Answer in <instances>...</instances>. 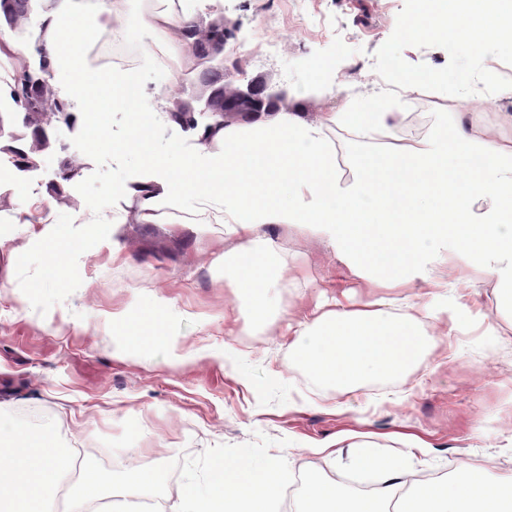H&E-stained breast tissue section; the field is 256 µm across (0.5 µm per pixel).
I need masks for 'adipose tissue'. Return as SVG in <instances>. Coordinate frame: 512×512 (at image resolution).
<instances>
[{"label":"adipose tissue","instance_id":"1","mask_svg":"<svg viewBox=\"0 0 512 512\" xmlns=\"http://www.w3.org/2000/svg\"><path fill=\"white\" fill-rule=\"evenodd\" d=\"M128 2L47 0L32 41L72 102L88 147L135 158L154 171L153 179L127 189L142 222L169 209L215 218L235 234L303 224L332 237L352 266L401 280L421 262L425 246L436 244L491 274L497 300L512 305V142L487 130L481 113H452L449 124L428 138L392 148L388 142L407 115L386 96L349 112L324 113L316 122L275 105L212 134L221 150L206 158L176 147L157 153L150 142L160 103L147 93L140 72L106 68L88 57L103 37L126 34ZM165 2L141 14L139 28L147 37L141 51L183 69L193 63L186 35L199 24L200 0ZM405 34L512 51V0H417ZM117 109L130 112L131 124L125 135L111 138L102 117ZM331 127L367 142L353 182L342 183L337 174L336 148L326 135ZM479 196L485 208H475ZM39 241L44 276L62 281L67 254L78 246L70 225H50ZM287 267L275 245L239 249L237 283L255 312L265 307L268 274ZM389 305L376 298L301 324L292 346L308 373L351 392L424 353L422 320L452 331L464 325L427 306L394 313ZM167 308L155 298L143 315L119 317L121 350L135 353L152 343L148 330L159 327ZM347 438L349 464L375 477L374 495L353 494L311 471L302 483L301 512H512V482L487 483L464 464L452 478L412 484L399 458L376 454L356 433Z\"/></svg>","mask_w":512,"mask_h":512}]
</instances>
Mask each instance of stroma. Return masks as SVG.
<instances>
[{
  "label": "stroma",
  "instance_id": "35a3bbf8",
  "mask_svg": "<svg viewBox=\"0 0 512 512\" xmlns=\"http://www.w3.org/2000/svg\"><path fill=\"white\" fill-rule=\"evenodd\" d=\"M201 21L238 24L224 49L235 84L265 81L285 90L288 109L309 119L341 111L346 101L397 93L393 66L420 74L495 76L499 56L466 43L408 42L403 30L415 0H201ZM275 42L276 54L258 51ZM151 96L176 101L199 96V85L139 57ZM55 144L34 175L0 185V401L8 411L54 419L80 457L110 469L157 465L217 444L274 439L270 455L295 475L317 470L338 482L354 477L326 453L344 431L370 433L384 455H395L427 480L461 464L485 480H512V308L500 306L493 277L459 259L414 268L387 294L397 311L422 303L466 320L460 331L425 324L429 355L402 371L368 379L353 394L314 380L290 347L289 321L361 304L373 270H351L334 240L304 225L261 226L248 235L220 224H197L187 212L159 223L138 220L120 187L145 177L138 162L85 145L82 127L53 126ZM81 169L59 201L48 184L61 159ZM50 220L72 224L80 247L70 256V280L43 279L40 222L22 223L17 193ZM116 216L103 226L92 214ZM274 242L288 257L272 276L268 303L254 313L234 283L233 259L246 243ZM446 282L447 293L416 296L424 280ZM163 296L171 301L163 341L144 353L115 352L112 318ZM427 449L417 465L413 447Z\"/></svg>",
  "mask_w": 512,
  "mask_h": 512
}]
</instances>
